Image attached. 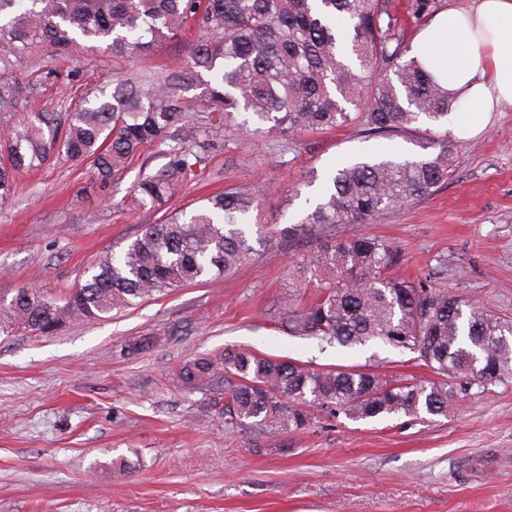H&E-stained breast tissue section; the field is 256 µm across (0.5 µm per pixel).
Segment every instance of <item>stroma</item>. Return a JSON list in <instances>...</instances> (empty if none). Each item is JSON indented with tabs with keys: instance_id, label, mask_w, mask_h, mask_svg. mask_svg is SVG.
<instances>
[{
	"instance_id": "1",
	"label": "stroma",
	"mask_w": 512,
	"mask_h": 512,
	"mask_svg": "<svg viewBox=\"0 0 512 512\" xmlns=\"http://www.w3.org/2000/svg\"><path fill=\"white\" fill-rule=\"evenodd\" d=\"M52 66L58 77L35 107L58 109L130 69L107 49L82 46ZM484 123L471 137H449V177L432 195L344 233L395 242L409 276L452 258L442 273L450 288L512 316V104ZM414 149L351 128L306 134L281 163L261 142L218 143L171 205L190 210L208 194L259 182L260 223L288 224L304 202H288L287 191L306 171ZM163 162L146 152L101 189L88 187L84 165L19 176L0 206V297L22 286L75 287L107 253L124 250L160 215L115 203L141 169ZM293 256L284 245L261 246L239 272L107 318L51 336L0 335V512H512V386L455 401L445 417L341 416L277 442L256 427L226 430L209 392L173 386L180 364L228 345L319 365L367 362L368 352H323L270 324ZM119 458L129 471L113 467Z\"/></svg>"
}]
</instances>
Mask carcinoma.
<instances>
[{"mask_svg": "<svg viewBox=\"0 0 512 512\" xmlns=\"http://www.w3.org/2000/svg\"><path fill=\"white\" fill-rule=\"evenodd\" d=\"M188 28L198 37L180 66L119 76L112 91L88 90L63 112L31 107L53 87L52 71L23 69L34 51L54 56L83 38L117 58H144ZM194 85L204 91L190 104L184 92ZM450 111L446 89L410 55L395 0H0V203L22 172L88 160L92 179L105 184L148 149L173 143L168 162L130 190V205L162 213L160 221L79 286L57 294L24 286L0 299V335L49 336L236 272L256 243L315 239L316 251L292 261L271 324L323 349L382 345L410 354L431 376L390 375L377 363L314 368L226 347L172 378L177 388L209 392L225 427L256 426L276 439L341 414L424 421L448 416L456 399L511 386V316L448 291L432 272L395 274L404 255L387 239L338 234L431 195L448 179V133L421 138V152L401 161L363 157L310 171L302 186L317 187L315 205L292 224L251 222L264 197L252 183L189 212L166 208L224 136L267 139L279 158L306 133L353 127L391 138L421 121L445 125Z\"/></svg>", "mask_w": 512, "mask_h": 512, "instance_id": "1", "label": "carcinoma"}]
</instances>
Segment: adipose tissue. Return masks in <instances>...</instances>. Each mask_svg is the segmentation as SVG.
Returning <instances> with one entry per match:
<instances>
[{
	"instance_id": "ef3b65f1",
	"label": "adipose tissue",
	"mask_w": 512,
	"mask_h": 512,
	"mask_svg": "<svg viewBox=\"0 0 512 512\" xmlns=\"http://www.w3.org/2000/svg\"><path fill=\"white\" fill-rule=\"evenodd\" d=\"M412 56L447 89L456 129L512 102V0H456L411 42Z\"/></svg>"
}]
</instances>
